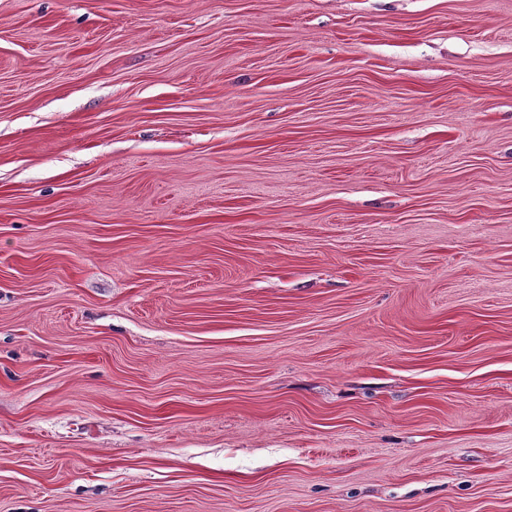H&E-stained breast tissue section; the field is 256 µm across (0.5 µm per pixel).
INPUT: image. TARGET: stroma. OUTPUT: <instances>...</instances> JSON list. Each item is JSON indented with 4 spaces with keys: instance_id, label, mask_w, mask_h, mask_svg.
<instances>
[{
    "instance_id": "1",
    "label": "stroma",
    "mask_w": 512,
    "mask_h": 512,
    "mask_svg": "<svg viewBox=\"0 0 512 512\" xmlns=\"http://www.w3.org/2000/svg\"><path fill=\"white\" fill-rule=\"evenodd\" d=\"M0 512H512V0H0Z\"/></svg>"
}]
</instances>
